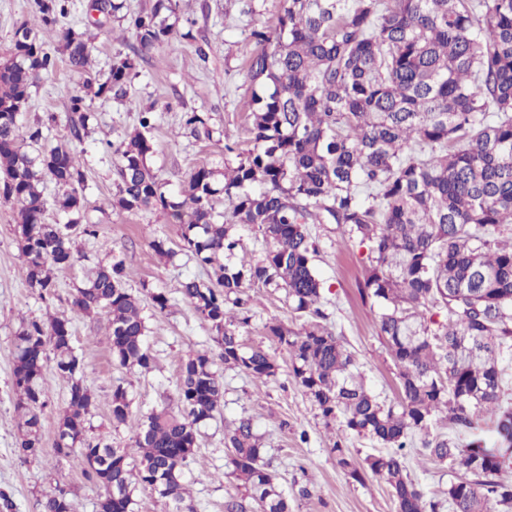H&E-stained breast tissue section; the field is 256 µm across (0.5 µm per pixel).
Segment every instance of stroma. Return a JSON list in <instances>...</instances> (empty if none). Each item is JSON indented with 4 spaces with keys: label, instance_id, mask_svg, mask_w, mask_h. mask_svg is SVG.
<instances>
[{
    "label": "stroma",
    "instance_id": "obj_1",
    "mask_svg": "<svg viewBox=\"0 0 512 512\" xmlns=\"http://www.w3.org/2000/svg\"><path fill=\"white\" fill-rule=\"evenodd\" d=\"M71 2L66 24L91 38L94 70H109L113 62L137 47L125 22L112 20L110 33L97 35L87 24V0ZM252 6V13L245 15L239 0H177L183 38L147 53L138 75L127 86L126 97L90 101L88 133L76 150L86 175L85 194L92 204L88 217L97 224L98 233L78 239L82 259L58 274L50 301L41 300L25 282L16 233L18 206L0 202V493L10 500V512H35L37 497L59 489L69 492L75 512L96 510L99 488L88 482L80 469L57 461L51 451L67 394L66 382L53 371H46L44 381L46 452L32 462L23 461L16 453L11 357L13 336L22 320L69 313L75 288L82 286L96 263L124 262L126 286L140 301L146 343L156 361L149 372L122 369L113 363L107 343L108 315L99 311L74 320L75 346L97 396L91 423L106 442L126 446L142 416L161 404H175L181 365L189 353L220 354L209 325L191 307L181 302L160 314L144 296L146 285L177 296L181 282L206 276L207 271L181 251V227L162 209L129 212L111 205L117 191V157L112 148L138 130L139 113L150 112L156 122L149 133L154 152L148 166L171 187L183 184L195 167L205 165L220 174L225 166L235 165V155L224 152L225 139L239 142L244 149L251 146L246 115L240 110L241 101L251 93L241 71L243 59L253 47L250 33L273 25L282 2L253 0ZM34 12L35 0H0V56L11 48L16 29L25 22L32 23L35 34L51 52L60 53L57 32L38 25ZM81 82L79 74L60 64L53 74L38 81L19 118L20 127L37 125L45 114L52 113L57 121L44 130V137L55 143L69 141V99ZM187 112L201 114L204 128L194 131L185 127L182 117ZM309 230L317 247L315 271L324 286L329 328L356 355L375 394L385 402L396 401L398 371L378 331V310L359 293L364 276L361 249L356 242L342 239L336 225L313 224ZM157 237L167 239L175 256L156 254L151 242ZM251 293L256 300L254 317L250 327L242 330L241 339L246 346L269 351L279 370L274 377L255 379L222 368L224 404L216 418L201 427L188 466L187 493L197 512H224L225 500L244 492L241 481L224 467L228 453L224 433L242 417L252 418L267 458L288 494L291 512H396L384 482L371 478L358 483L337 465L332 451L334 428L326 427L316 415L308 397L288 375L286 351L266 334L264 326L269 322L296 330L303 324L291 313L284 290L257 286ZM118 383L128 388L132 405L127 423L116 427L109 404L111 388ZM406 454L408 472L426 496L444 498L451 479L447 467L423 459L412 448Z\"/></svg>",
    "mask_w": 512,
    "mask_h": 512
}]
</instances>
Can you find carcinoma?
Here are the masks:
<instances>
[{
  "instance_id": "1",
  "label": "carcinoma",
  "mask_w": 512,
  "mask_h": 512,
  "mask_svg": "<svg viewBox=\"0 0 512 512\" xmlns=\"http://www.w3.org/2000/svg\"><path fill=\"white\" fill-rule=\"evenodd\" d=\"M125 0H104L101 27ZM41 25L58 29L71 70L87 75L70 96L71 142L42 143L43 125L20 132L31 89L57 67L55 54L22 24L0 62V199L20 204L18 237L26 283L40 298L55 294L57 274L78 259L76 240L96 234L85 222L90 202L72 142L83 140L88 97H122L151 49L180 36L176 0L123 14L140 53L105 73L90 74L85 34L64 27L69 0H36ZM243 70L251 93L241 104L252 148L217 187L214 170L193 169L174 194L152 173L151 112L141 130L116 148L114 205L159 207L182 224V250L211 269L182 283L181 300L215 332L224 365L258 379L278 365L240 340L250 325L253 286L285 290L299 330L265 325L284 347L289 377L325 425L339 424L332 451L350 478L384 481L397 512H439L409 478L405 448L422 435V457L445 464L450 512H512V402H504L512 360V0H283L276 24L254 29ZM58 188L46 222L45 180ZM309 224H336L367 251L363 293L379 309L378 329L398 369L399 400L386 403L367 387L354 353L322 320L323 284ZM259 233L262 255L235 263L236 227ZM155 311L175 300L143 286ZM102 310L108 344L121 368L148 371L139 301L125 287V266L96 265L76 288L72 316L21 324L12 351L18 454L44 452L41 413L47 369L68 384L55 455L97 485L112 486L97 512H134L140 485L170 512H195L184 477L200 425L224 400L212 357L182 365L177 406L153 409L128 448L93 435L96 396L73 340V319ZM132 399L112 386L111 418L124 424ZM445 422L474 432L457 443L435 432ZM366 437L386 448L355 464L345 439ZM224 467L247 495L224 512H290L251 418L226 433ZM37 512H75L62 489L37 499Z\"/></svg>"
}]
</instances>
